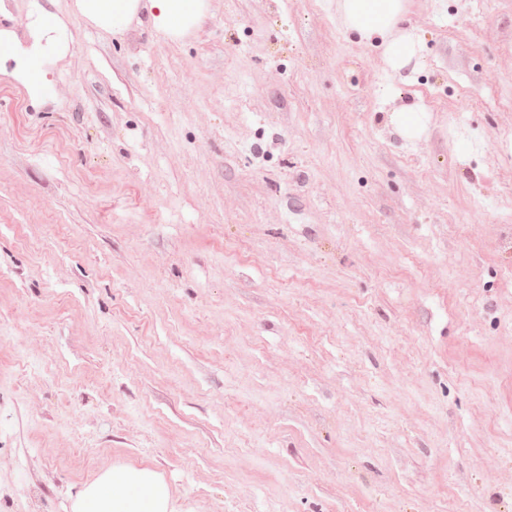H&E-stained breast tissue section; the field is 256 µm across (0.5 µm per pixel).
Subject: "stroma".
I'll list each match as a JSON object with an SVG mask.
<instances>
[{
    "label": "stroma",
    "instance_id": "stroma-1",
    "mask_svg": "<svg viewBox=\"0 0 512 512\" xmlns=\"http://www.w3.org/2000/svg\"><path fill=\"white\" fill-rule=\"evenodd\" d=\"M37 4L69 52L42 102L0 76V512L115 462L181 512H512V0H412L408 78L336 0L0 26ZM424 109L415 104H405L393 111L391 122L398 133L412 138L420 132Z\"/></svg>",
    "mask_w": 512,
    "mask_h": 512
}]
</instances>
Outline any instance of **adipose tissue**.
Returning <instances> with one entry per match:
<instances>
[{"label":"adipose tissue","mask_w":512,"mask_h":512,"mask_svg":"<svg viewBox=\"0 0 512 512\" xmlns=\"http://www.w3.org/2000/svg\"><path fill=\"white\" fill-rule=\"evenodd\" d=\"M346 29L361 41L376 44L386 65L395 72L417 71L422 44L409 26V0H336ZM75 9L96 28L123 33L133 21L146 19L150 28L172 40L193 33L209 11V0H75ZM14 53L11 75L32 100H40L42 81L32 70L42 68L38 49L24 50L14 31L0 30V54ZM70 512H177L175 493L154 469L115 463L70 495Z\"/></svg>","instance_id":"1"}]
</instances>
